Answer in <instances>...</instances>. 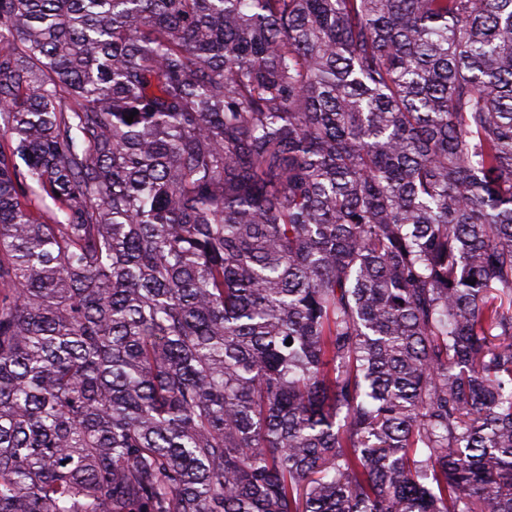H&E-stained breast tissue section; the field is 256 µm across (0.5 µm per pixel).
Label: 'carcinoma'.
Returning a JSON list of instances; mask_svg holds the SVG:
<instances>
[{"label": "carcinoma", "mask_w": 512, "mask_h": 512, "mask_svg": "<svg viewBox=\"0 0 512 512\" xmlns=\"http://www.w3.org/2000/svg\"><path fill=\"white\" fill-rule=\"evenodd\" d=\"M0 512H512V0H0Z\"/></svg>", "instance_id": "obj_1"}]
</instances>
